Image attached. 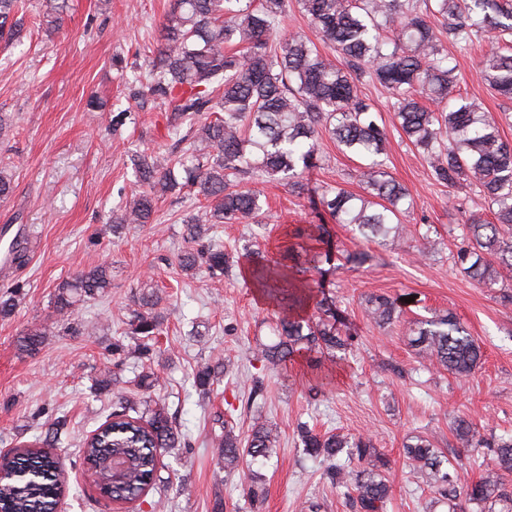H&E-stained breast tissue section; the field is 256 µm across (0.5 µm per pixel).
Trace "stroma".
<instances>
[{
	"label": "stroma",
	"instance_id": "stroma-1",
	"mask_svg": "<svg viewBox=\"0 0 512 512\" xmlns=\"http://www.w3.org/2000/svg\"><path fill=\"white\" fill-rule=\"evenodd\" d=\"M171 0H69L61 29L46 35L36 20L42 0H24L26 24L20 44L0 42V113L12 122L0 129V164L14 179V192L0 199V225L25 227L28 250L23 262L0 270V299L12 295L15 306L0 315V451L35 442L60 429L57 458L68 475L60 512H302L305 502L321 512H351L342 490L323 477L320 460L306 455L297 425L319 431L368 434L390 462L387 512H426L432 493L414 489L404 445L420 433L435 447L456 444V416L470 419L484 433L512 430V302L502 291L465 276L454 264L466 220L484 210L472 192L436 183L426 162L401 136L389 92L366 82L360 87L374 104L388 137V171L411 196L402 216L401 240L369 244L370 260L335 274L358 343L345 372L309 396L298 377L254 357L258 344L272 342L274 311L261 301L240 272L224 278L205 271L186 272L178 257L186 247L183 218L202 211L194 197L167 195L156 205L152 223L112 232L109 217L137 186L128 161L135 152L171 148L161 103L142 104L132 80L154 57L161 25ZM443 47L456 64L457 88L492 113H512V100L491 90L480 77L489 40L462 50ZM97 107H89V99ZM130 117L113 127L112 115ZM321 165L310 186L340 184L362 193L360 163L330 138L321 140ZM261 225L220 224L225 251L236 253L268 232L270 256L285 228L309 223L305 196L270 181L260 184ZM425 259L416 253L424 242ZM112 265V286L84 297L69 318L54 306L57 285L102 262ZM160 299L155 308L162 332L149 356H140L141 339L129 322L142 291ZM412 295L389 327L367 317L373 295ZM453 313L480 345V366L466 379L427 371L406 339L420 318ZM54 324V333L33 352L20 340L36 324ZM123 371L108 388L101 373L115 361ZM230 366L217 391L203 394L195 385L198 366L214 361ZM155 372L166 381L160 397L185 448L160 451V479L136 501L104 496L84 473L81 446L106 422L112 406L126 397L146 396L138 377ZM263 391L251 397L254 383ZM232 414L241 434L260 421L276 422L279 442L271 456L254 463L262 476V500H253L247 480L226 475L211 445L216 415Z\"/></svg>",
	"mask_w": 512,
	"mask_h": 512
}]
</instances>
